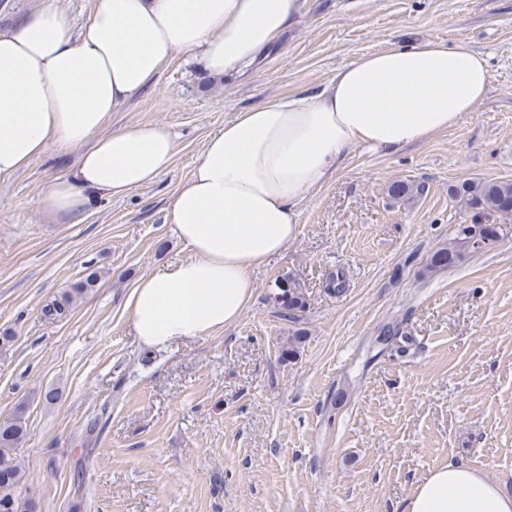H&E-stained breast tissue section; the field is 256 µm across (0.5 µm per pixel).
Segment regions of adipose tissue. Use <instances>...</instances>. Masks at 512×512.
<instances>
[{
	"label": "adipose tissue",
	"mask_w": 512,
	"mask_h": 512,
	"mask_svg": "<svg viewBox=\"0 0 512 512\" xmlns=\"http://www.w3.org/2000/svg\"><path fill=\"white\" fill-rule=\"evenodd\" d=\"M304 0H101L82 32L45 7L0 32V179L50 149H79L69 178L49 182L50 223L77 224L101 198H122L169 172L171 130H107L113 112L178 51L222 76L243 71L295 25ZM486 56L461 43L418 42L362 55L314 96L237 112L205 141L169 222L189 259L141 277L127 308L140 345L163 348L225 329L253 297L252 275L297 236L298 205L351 146L396 151L448 130L487 93ZM401 512H512L484 472L448 462Z\"/></svg>",
	"instance_id": "1"
}]
</instances>
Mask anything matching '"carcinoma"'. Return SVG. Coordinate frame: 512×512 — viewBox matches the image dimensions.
Here are the masks:
<instances>
[{"mask_svg": "<svg viewBox=\"0 0 512 512\" xmlns=\"http://www.w3.org/2000/svg\"><path fill=\"white\" fill-rule=\"evenodd\" d=\"M419 191L420 187L402 180H395L388 186L391 197L407 202L413 200ZM451 195L459 199L463 208L472 213V227L480 234L502 231V228L488 223L491 218L512 220L511 182L467 179L454 186ZM469 252V238L457 234L448 241V244L430 255L426 271L435 273L446 270L460 263ZM96 281V273L86 275L62 294L61 299L46 305L43 309L44 316L52 320L65 316L74 299L94 287ZM277 289L275 304L285 316L294 321L298 320L299 313L305 311L307 307V300L302 291L291 286L286 279L278 282ZM387 333L386 341L393 342L397 354L402 356L408 353L412 343L411 337L401 334L400 330L395 328L387 329ZM26 432L24 405L20 404L11 416L0 420V512H32L30 504L25 509L20 508L15 495L24 473L13 452L24 440Z\"/></svg>", "mask_w": 512, "mask_h": 512, "instance_id": "cac0c4a2", "label": "carcinoma"}]
</instances>
